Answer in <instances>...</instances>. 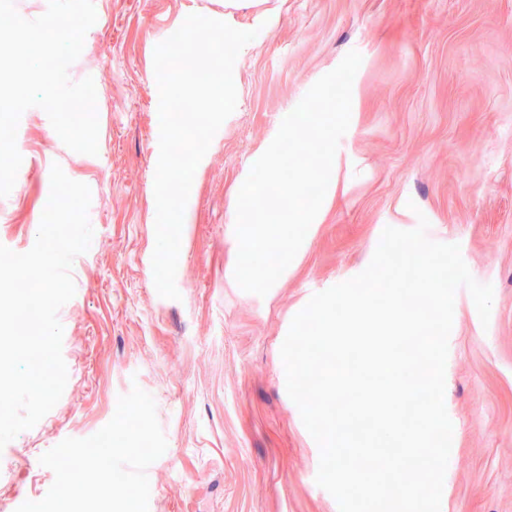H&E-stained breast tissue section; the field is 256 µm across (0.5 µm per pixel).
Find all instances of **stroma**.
<instances>
[{
    "mask_svg": "<svg viewBox=\"0 0 512 512\" xmlns=\"http://www.w3.org/2000/svg\"><path fill=\"white\" fill-rule=\"evenodd\" d=\"M72 81L92 77L98 153L70 150L47 114L26 110L23 158L0 197V244L29 251L53 165L85 183L95 210L58 318L68 379L56 406L0 449V512L41 500L39 459L86 438L118 398L152 395L167 440L147 469L149 512H339L315 481L320 450L286 391L281 346L314 291L361 273L385 227L430 223L492 285L489 323L455 297L445 375L453 439L440 512H512V0H99ZM255 31L234 65V112L199 163L185 210L179 299L160 297L154 179L159 93L154 50L190 14ZM362 63L351 121L322 207L265 296L234 269L238 189L283 118L349 51Z\"/></svg>",
    "mask_w": 512,
    "mask_h": 512,
    "instance_id": "35a3bbf8",
    "label": "stroma"
}]
</instances>
